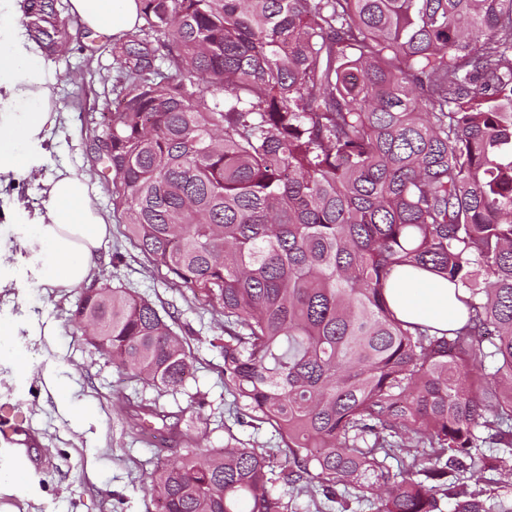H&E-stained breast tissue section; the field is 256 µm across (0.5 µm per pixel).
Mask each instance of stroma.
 Here are the masks:
<instances>
[{"mask_svg": "<svg viewBox=\"0 0 512 512\" xmlns=\"http://www.w3.org/2000/svg\"><path fill=\"white\" fill-rule=\"evenodd\" d=\"M70 34L69 44L48 59L59 80L62 118L43 145L40 177L0 185V207L15 211L11 223L0 220V242L6 244L33 233L47 200L43 181L56 168L65 163L90 173L97 169L91 140L101 130V78L115 74L116 64L78 20H71ZM101 254L96 280L123 283L166 310L186 339L193 375L174 395L120 375L71 321L80 289L26 284L25 259L16 257L9 274L21 284L0 291V322L15 327L13 335L0 338V426L20 428L27 445L0 436V512H157L147 483L162 454L133 429L134 400L156 399L181 413L179 433L167 442L174 449L191 437L199 447L220 448L230 434L248 448L279 445L264 424L225 431L231 398L224 392L223 358L211 345L221 333L211 312L190 291L170 287L152 271L126 239L124 223H113ZM56 379L65 393L54 389ZM192 398L208 423L206 434L184 412Z\"/></svg>", "mask_w": 512, "mask_h": 512, "instance_id": "obj_1", "label": "stroma"}]
</instances>
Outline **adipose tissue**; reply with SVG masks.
Masks as SVG:
<instances>
[{"label": "adipose tissue", "mask_w": 512, "mask_h": 512, "mask_svg": "<svg viewBox=\"0 0 512 512\" xmlns=\"http://www.w3.org/2000/svg\"><path fill=\"white\" fill-rule=\"evenodd\" d=\"M141 0H69V10L94 33L117 41L136 32ZM23 0H0V177L26 176L39 166L35 150L60 119L58 78L39 46L15 23ZM47 203L24 240L31 282L50 288L89 285L112 224L99 208L88 174L61 165L47 180ZM465 294L423 269L394 274L386 300L406 322L448 330L467 320Z\"/></svg>", "instance_id": "obj_1"}]
</instances>
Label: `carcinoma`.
Wrapping results in <instances>:
<instances>
[{"mask_svg": "<svg viewBox=\"0 0 512 512\" xmlns=\"http://www.w3.org/2000/svg\"><path fill=\"white\" fill-rule=\"evenodd\" d=\"M112 44L101 162L126 238L211 307L224 387L281 448H188L149 476L159 512H291L273 479L376 512H488L448 478L512 456V0H141ZM59 0H24L45 52ZM464 289L468 320L404 322L398 268ZM118 371L178 392L191 355L108 282L73 313ZM139 420L169 430L159 404ZM409 461L396 472L388 460Z\"/></svg>", "mask_w": 512, "mask_h": 512, "instance_id": "1", "label": "carcinoma"}]
</instances>
